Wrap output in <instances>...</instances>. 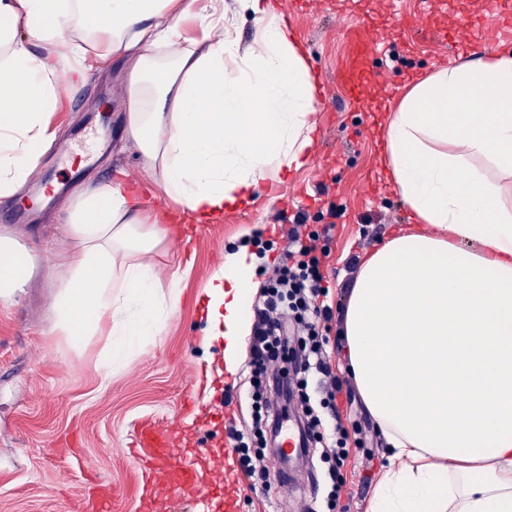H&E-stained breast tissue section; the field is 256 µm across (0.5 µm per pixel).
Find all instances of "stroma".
I'll return each instance as SVG.
<instances>
[{"label":"stroma","instance_id":"stroma-1","mask_svg":"<svg viewBox=\"0 0 512 512\" xmlns=\"http://www.w3.org/2000/svg\"><path fill=\"white\" fill-rule=\"evenodd\" d=\"M401 7L424 8L430 34L408 32L397 20ZM487 8V0H305L288 23L311 68L326 79L308 164L280 174L279 194L235 208L212 221L203 235L185 238L184 228L195 218L187 211L177 215L152 262L160 285H167L172 274L182 276L180 306L161 333L107 379L96 370L104 337H87L74 348L54 331L65 277L55 257L74 248L65 227L68 203L79 188L108 182L136 195L146 209L168 211L173 204L138 182L141 155L125 133L124 59L70 86L53 116L59 139L81 153L93 131L91 115L106 111L112 118L107 145L94 146L77 176L55 147L46 148L19 194L0 200V235L14 238L30 260L24 288L0 297V512H81L99 484L112 488V512H147L145 478L129 445L141 420L178 427L183 394L195 370L223 363V340L204 348L197 336L207 319L204 290L225 254L246 248L255 258L258 285H267L287 244L280 225L304 220L308 230L329 233L330 255L322 271L334 288L327 302L343 306L355 280L352 260L413 227L411 211L393 191L382 164L389 114L414 85L439 70L442 53L454 54L459 64L470 61L454 34ZM350 22L362 23L380 43L369 63L374 75L357 105L348 102L334 78L347 52L342 28ZM438 32L447 35V43L435 40ZM45 188L53 196L50 206L36 210L30 223L6 222L8 212ZM213 385L231 399L222 424L192 436L202 449L232 443L234 432L249 433L252 425L247 361L216 376ZM339 410L347 429L361 424L365 430L362 446L351 448L343 468L337 512H367L387 462L386 448L358 394L341 396ZM320 454V448L309 447L288 485L282 481L280 458L267 455L272 484L267 491L250 487L238 455H230L221 480L234 512H308L324 495Z\"/></svg>","mask_w":512,"mask_h":512}]
</instances>
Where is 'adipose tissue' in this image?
Masks as SVG:
<instances>
[{
	"mask_svg": "<svg viewBox=\"0 0 512 512\" xmlns=\"http://www.w3.org/2000/svg\"><path fill=\"white\" fill-rule=\"evenodd\" d=\"M256 21L241 47L224 0H0V198L35 173L56 137L65 75L130 63L126 132L140 181L207 220L309 161L318 87L276 0H238ZM193 17L202 39L188 48ZM512 175V52L445 68L414 87L386 128L385 163L416 230L362 256L342 313L346 363L384 436L388 466L368 512H512V207L474 166ZM167 217L121 187L82 190L77 253L55 328L72 346L105 333L108 376L159 335L182 296L147 257ZM255 266L225 255L205 289L203 344L234 369L249 328ZM27 273L0 236V296Z\"/></svg>",
	"mask_w": 512,
	"mask_h": 512,
	"instance_id": "obj_1",
	"label": "adipose tissue"
}]
</instances>
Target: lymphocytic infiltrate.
<instances>
[{
    "instance_id": "obj_1",
    "label": "lymphocytic infiltrate",
    "mask_w": 512,
    "mask_h": 512,
    "mask_svg": "<svg viewBox=\"0 0 512 512\" xmlns=\"http://www.w3.org/2000/svg\"><path fill=\"white\" fill-rule=\"evenodd\" d=\"M285 236L288 246L280 275L253 308L249 399L253 418L261 423L283 399L304 416L306 440H320L332 432L333 449L326 458L330 487L318 509L334 512L345 483L342 469L349 458V434L338 407L343 382L329 362L324 334L333 318L321 271L328 251L319 247V234L304 231L302 225H289Z\"/></svg>"
}]
</instances>
